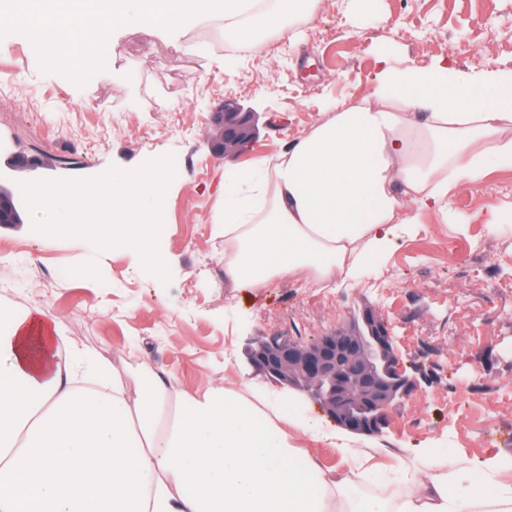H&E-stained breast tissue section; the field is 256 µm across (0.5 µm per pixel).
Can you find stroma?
Listing matches in <instances>:
<instances>
[{
	"mask_svg": "<svg viewBox=\"0 0 512 512\" xmlns=\"http://www.w3.org/2000/svg\"><path fill=\"white\" fill-rule=\"evenodd\" d=\"M275 41L272 55L243 39L226 50L220 19L179 45L127 26L107 67L79 86L43 71L22 34L0 37V184L91 179L169 154L177 163L158 237L169 283L130 249L34 231L24 207L21 223L0 224V307L50 312L63 344L102 354L129 389L139 372H163L191 392L222 385L284 404L290 390L253 368L246 349L271 336L310 342L372 311L418 386L381 432L354 442L378 447L377 469L450 457L469 465L470 487L494 490L512 479V169L490 165L482 184L457 188L356 281L287 277L254 289L224 285V180L284 153L335 104L367 96L381 54L424 68L466 44L457 69L511 70L512 0H373L367 12L355 0H320ZM227 101L255 113V134L218 157L209 140ZM17 153L32 166H12ZM66 155L74 164H61ZM299 446L324 468L348 471L355 496L405 491L365 477L327 444L303 436Z\"/></svg>",
	"mask_w": 512,
	"mask_h": 512,
	"instance_id": "stroma-1",
	"label": "stroma"
}]
</instances>
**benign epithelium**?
Masks as SVG:
<instances>
[{
  "label": "benign epithelium",
  "instance_id": "1",
  "mask_svg": "<svg viewBox=\"0 0 512 512\" xmlns=\"http://www.w3.org/2000/svg\"><path fill=\"white\" fill-rule=\"evenodd\" d=\"M250 121V114L225 105L220 132L212 140L214 154L246 143ZM5 194L13 192L0 188V223L18 224V206L14 201L3 206ZM248 361L280 385L338 413L350 431L366 416L385 426L391 409L417 386L399 367L393 337L358 326L329 331L313 342L268 338L249 349Z\"/></svg>",
  "mask_w": 512,
  "mask_h": 512
}]
</instances>
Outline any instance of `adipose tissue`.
I'll return each instance as SVG.
<instances>
[{"label":"adipose tissue","mask_w":512,"mask_h":512,"mask_svg":"<svg viewBox=\"0 0 512 512\" xmlns=\"http://www.w3.org/2000/svg\"><path fill=\"white\" fill-rule=\"evenodd\" d=\"M378 62L368 97L336 104L276 161L238 175L250 194L224 199L227 284L356 280L364 256L396 251L420 212L481 184L488 161L512 168V71ZM85 380L50 313L0 308V512H512V482L490 497L454 491L453 462L403 469L401 497L354 504L348 475L300 454L291 433L351 460L350 437L278 400L179 391L155 373L133 394Z\"/></svg>","instance_id":"adipose-tissue-1"}]
</instances>
